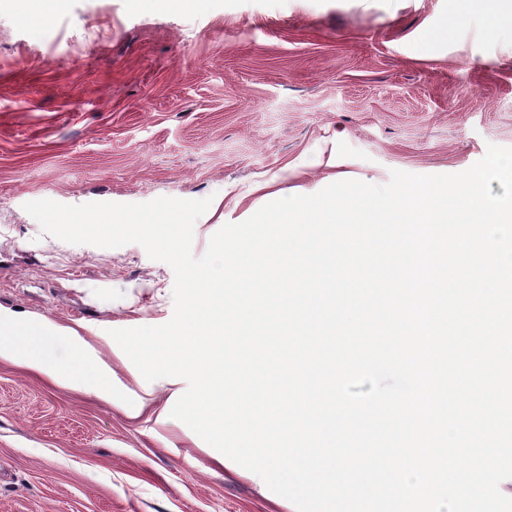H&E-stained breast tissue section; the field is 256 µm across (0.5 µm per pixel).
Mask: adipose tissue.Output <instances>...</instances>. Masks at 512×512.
Segmentation results:
<instances>
[{"instance_id": "obj_1", "label": "adipose tissue", "mask_w": 512, "mask_h": 512, "mask_svg": "<svg viewBox=\"0 0 512 512\" xmlns=\"http://www.w3.org/2000/svg\"><path fill=\"white\" fill-rule=\"evenodd\" d=\"M64 341L72 351L68 360L53 356L51 346ZM42 373L65 387L112 395V368L88 349L83 336L72 327L51 319L25 320L0 311V360Z\"/></svg>"}]
</instances>
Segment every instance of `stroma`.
<instances>
[{
    "label": "stroma",
    "instance_id": "obj_1",
    "mask_svg": "<svg viewBox=\"0 0 512 512\" xmlns=\"http://www.w3.org/2000/svg\"><path fill=\"white\" fill-rule=\"evenodd\" d=\"M491 144L512 147V41L464 0H66L47 21L0 0V308L112 366L107 402L0 360V512H296L171 417L183 379L146 381L111 338L170 320L171 267L47 235L31 197L211 198L199 257L336 172L454 174Z\"/></svg>",
    "mask_w": 512,
    "mask_h": 512
}]
</instances>
